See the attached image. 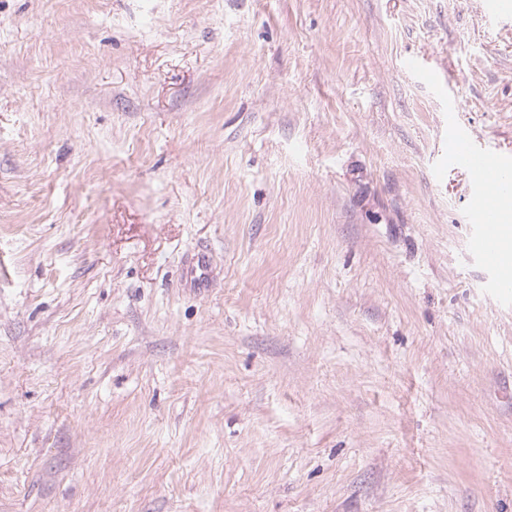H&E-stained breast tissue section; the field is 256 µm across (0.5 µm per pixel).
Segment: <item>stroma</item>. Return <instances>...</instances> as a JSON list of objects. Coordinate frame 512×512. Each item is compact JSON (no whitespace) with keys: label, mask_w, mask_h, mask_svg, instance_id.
<instances>
[{"label":"stroma","mask_w":512,"mask_h":512,"mask_svg":"<svg viewBox=\"0 0 512 512\" xmlns=\"http://www.w3.org/2000/svg\"><path fill=\"white\" fill-rule=\"evenodd\" d=\"M504 3L0 0V512H512ZM448 159L461 166L480 190V206L475 213L478 231L471 249L484 266L495 272L497 294L510 299L512 288V248L503 233L501 203L510 199L512 157L473 146L466 134L448 129Z\"/></svg>","instance_id":"stroma-1"}]
</instances>
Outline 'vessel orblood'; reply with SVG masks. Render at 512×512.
I'll return each mask as SVG.
<instances>
[{
  "instance_id": "b4317fda",
  "label": "vessel or blood",
  "mask_w": 512,
  "mask_h": 512,
  "mask_svg": "<svg viewBox=\"0 0 512 512\" xmlns=\"http://www.w3.org/2000/svg\"><path fill=\"white\" fill-rule=\"evenodd\" d=\"M448 159L461 166L479 189L475 213L478 231L471 249L495 273L494 284L502 298L512 297V238L503 232L501 204L512 198V156L476 148L457 128L448 130Z\"/></svg>"
}]
</instances>
